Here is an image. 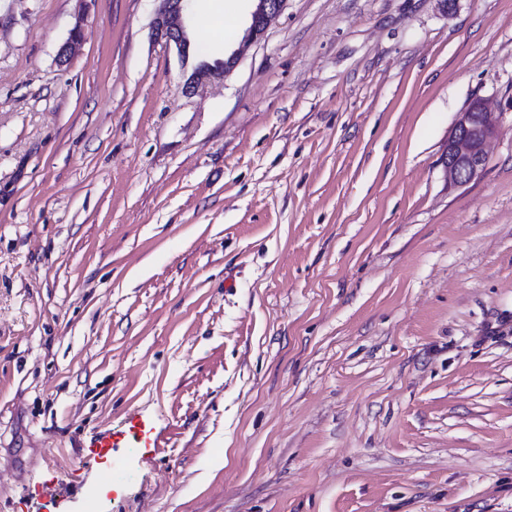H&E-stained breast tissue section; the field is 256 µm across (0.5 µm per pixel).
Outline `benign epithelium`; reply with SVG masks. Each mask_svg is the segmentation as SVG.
Returning <instances> with one entry per match:
<instances>
[{
    "label": "benign epithelium",
    "mask_w": 512,
    "mask_h": 512,
    "mask_svg": "<svg viewBox=\"0 0 512 512\" xmlns=\"http://www.w3.org/2000/svg\"><path fill=\"white\" fill-rule=\"evenodd\" d=\"M165 7L153 23L155 36L169 45H174L179 54L188 49L185 37L183 2L185 0H163ZM251 15V24L246 33V42L260 40L271 23L279 16L286 0H256ZM239 55L234 52L222 62L199 66L190 84L197 86L214 79H222L236 67ZM495 134V123L491 112L481 99L470 102L457 113L452 131L448 137L447 169L448 180L455 186H463L483 171L486 161V147Z\"/></svg>",
    "instance_id": "7a95c632"
}]
</instances>
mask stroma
<instances>
[{"label":"stroma","mask_w":512,"mask_h":512,"mask_svg":"<svg viewBox=\"0 0 512 512\" xmlns=\"http://www.w3.org/2000/svg\"><path fill=\"white\" fill-rule=\"evenodd\" d=\"M160 6L0 0V512H512V0ZM165 7L153 23L155 36L168 45L173 44L180 55H185L188 43L185 37L183 2L186 0H162ZM207 1L191 5L200 27L201 49L209 51L234 39L237 33L238 2L243 0H195ZM257 2L246 33V43L260 40L271 23L279 16L287 0H254ZM238 58V53L233 52L222 62H216L214 65L203 64L199 66L192 75L189 83L194 88L195 86L207 81L224 79V77L236 67ZM481 99L470 102L457 113L448 137V180L463 186L478 177L486 161V147L495 134V123Z\"/></svg>","instance_id":"stroma-1"}]
</instances>
